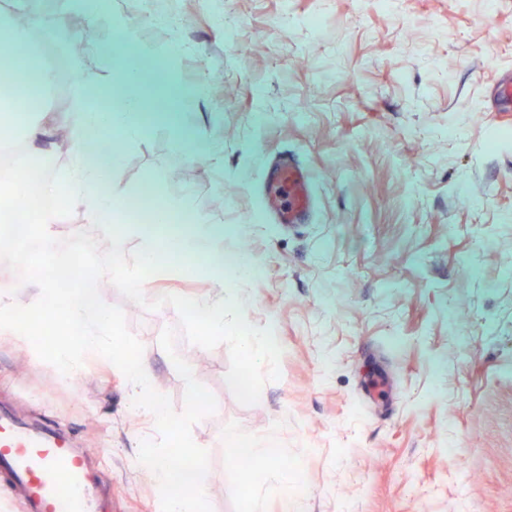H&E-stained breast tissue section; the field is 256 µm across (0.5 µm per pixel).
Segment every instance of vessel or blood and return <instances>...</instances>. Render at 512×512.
Wrapping results in <instances>:
<instances>
[{
  "label": "vessel or blood",
  "instance_id": "vessel-or-blood-1",
  "mask_svg": "<svg viewBox=\"0 0 512 512\" xmlns=\"http://www.w3.org/2000/svg\"><path fill=\"white\" fill-rule=\"evenodd\" d=\"M267 199L280 223H301L314 204L310 173L293 163L279 166ZM88 471L85 455L59 431L0 413V480L9 483L23 512H100Z\"/></svg>",
  "mask_w": 512,
  "mask_h": 512
}]
</instances>
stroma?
Here are the masks:
<instances>
[{"mask_svg": "<svg viewBox=\"0 0 512 512\" xmlns=\"http://www.w3.org/2000/svg\"><path fill=\"white\" fill-rule=\"evenodd\" d=\"M112 9L137 29L136 52L172 69L167 102L198 88L181 121L219 156L196 160L156 125L106 180L156 186L238 226L225 249L261 268L226 295L200 277L155 275L145 298L226 300L284 348L279 379L243 405L225 380L226 345L188 342L172 306L100 293L122 308L175 411L186 383L159 344L165 328L215 396L191 430L209 455L212 512L257 501L283 512L289 500L297 512H512V118L495 99L512 78V0H156L174 28L141 0ZM288 161L312 173L316 196L291 227L264 207L266 166ZM375 368L389 403L366 395ZM0 406L62 424L91 452L111 512H160L137 465L154 422L99 354L64 387L28 341L0 335ZM268 433L286 455L242 469L238 445ZM288 473L308 496L295 497Z\"/></svg>", "mask_w": 512, "mask_h": 512, "instance_id": "1", "label": "stroma"}]
</instances>
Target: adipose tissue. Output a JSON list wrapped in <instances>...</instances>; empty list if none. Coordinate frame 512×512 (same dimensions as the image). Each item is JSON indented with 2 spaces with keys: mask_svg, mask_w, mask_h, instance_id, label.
<instances>
[{
  "mask_svg": "<svg viewBox=\"0 0 512 512\" xmlns=\"http://www.w3.org/2000/svg\"><path fill=\"white\" fill-rule=\"evenodd\" d=\"M72 13L85 15L88 22L109 19L121 37L117 44H95L90 51L99 57L105 70L97 82L82 85L83 109L59 114L41 101L42 91L53 85L56 75L47 67L40 68L36 84L13 82L11 94L0 95V144H6L11 130L23 132L26 153H33L56 128L62 129L70 159L66 180L56 179L53 172L42 177L43 193L56 195L65 190L67 207L83 208L87 223L101 230L124 225L140 244L142 266H155L159 257H166L170 266L182 260L204 256L208 262L202 272L216 287L225 281H239L257 274V267L234 252L223 249L224 227L193 216L191 223H173V216L187 213V205L170 202L154 210L149 221L128 223L127 206L136 204L137 194L120 183H113L109 192H101L104 170L118 167L125 145L140 139L149 127L166 124L179 129L175 110L157 106L144 92L143 57L128 53L137 41L136 31L112 14V0H64L61 12L49 19L31 20L24 29H0V48L12 51L31 44L43 30L54 31L64 41L73 35L66 24Z\"/></svg>",
  "mask_w": 512,
  "mask_h": 512,
  "instance_id": "adipose-tissue-1",
  "label": "adipose tissue"
}]
</instances>
